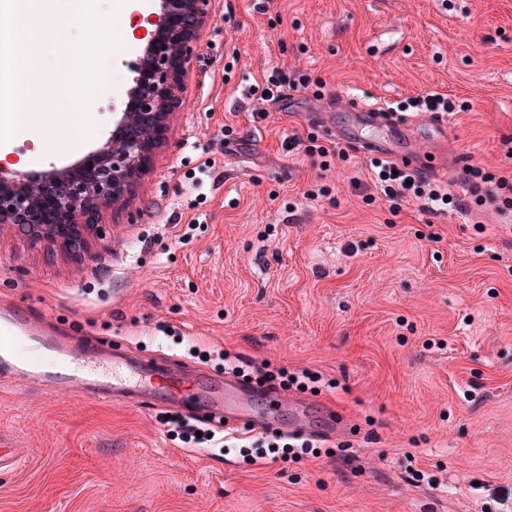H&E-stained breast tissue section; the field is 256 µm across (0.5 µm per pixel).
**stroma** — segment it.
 <instances>
[{"label": "stroma", "mask_w": 512, "mask_h": 512, "mask_svg": "<svg viewBox=\"0 0 512 512\" xmlns=\"http://www.w3.org/2000/svg\"><path fill=\"white\" fill-rule=\"evenodd\" d=\"M116 27L99 125L71 147L17 134L8 163L44 170L86 157L133 87L142 32ZM183 77V106L132 202L102 211V237L75 263L0 232V307L46 335L136 358L167 356L207 377L224 355L251 368L308 369L310 426L343 419L344 452L247 464L189 448L165 409L0 389V512H495L512 492V235L488 211L430 215L365 200L366 158L287 150L319 135L312 113L359 98L426 93L453 114L413 115L439 150L512 170V0H212ZM292 64L310 89L261 100ZM41 92L60 97L52 36L36 46ZM321 87L327 100L315 99ZM207 176H199L203 161ZM330 196L306 198L312 185ZM429 476L417 483L415 474Z\"/></svg>", "instance_id": "1"}]
</instances>
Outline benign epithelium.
<instances>
[{
	"mask_svg": "<svg viewBox=\"0 0 512 512\" xmlns=\"http://www.w3.org/2000/svg\"><path fill=\"white\" fill-rule=\"evenodd\" d=\"M210 0H159L150 37L132 89L134 108L112 113L113 134L94 152L98 176L75 183L69 168L54 165L39 173L0 169V228L7 226L33 243H44L75 259L85 256L90 239L101 232L100 213L130 216L134 188L153 164L169 117L182 105V77L196 58L194 40L205 25ZM54 191L65 225L39 224L43 194Z\"/></svg>",
	"mask_w": 512,
	"mask_h": 512,
	"instance_id": "1",
	"label": "benign epithelium"
}]
</instances>
